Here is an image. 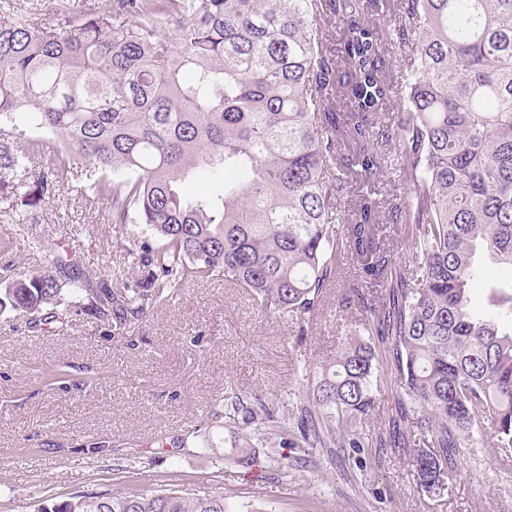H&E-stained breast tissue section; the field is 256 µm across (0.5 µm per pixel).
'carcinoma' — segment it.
<instances>
[{
  "instance_id": "obj_1",
  "label": "carcinoma",
  "mask_w": 512,
  "mask_h": 512,
  "mask_svg": "<svg viewBox=\"0 0 512 512\" xmlns=\"http://www.w3.org/2000/svg\"><path fill=\"white\" fill-rule=\"evenodd\" d=\"M343 31L328 46L323 21ZM394 17V29L372 17ZM407 63L392 71L393 47ZM401 105L395 125L381 112ZM35 131L26 150L14 140ZM49 165L27 166L46 140ZM398 143L404 196L385 211L383 144ZM0 216L37 224L68 175L108 206L115 228L163 241L143 255L152 287H94L67 253L0 288V313L35 325L66 318L76 294L123 331L188 281L219 277L261 309L303 326L336 280L360 310L336 361L280 414L224 392L211 417L249 434L224 455L257 463L282 447L366 448L413 459L417 484L445 489L462 448L493 440L512 462V0H109L78 21L43 22L0 0ZM206 173L217 195H184ZM364 189L350 200L349 177ZM399 217L411 260L381 237ZM509 272L494 313L476 315V250ZM387 368L397 390L378 405ZM375 415L371 433L361 427ZM34 512H236L221 495L78 492Z\"/></svg>"
}]
</instances>
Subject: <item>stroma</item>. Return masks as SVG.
I'll return each instance as SVG.
<instances>
[{"instance_id":"35a3bbf8","label":"stroma","mask_w":512,"mask_h":512,"mask_svg":"<svg viewBox=\"0 0 512 512\" xmlns=\"http://www.w3.org/2000/svg\"><path fill=\"white\" fill-rule=\"evenodd\" d=\"M82 185L70 176L40 223L20 230L0 219V242L10 244L0 251V276L25 278L49 251L65 249L93 282L146 287L133 255L158 240L142 224L113 229ZM337 266L303 331L220 278L184 283L122 335L83 302L50 331L0 315V512H31L35 502L58 504L80 491L165 488L276 512H512V468L488 444L463 450L436 493L417 487L411 459L391 454L363 469L338 448L313 449L285 467L225 460L239 430L210 415L225 389L289 404L354 329L357 310L341 306L354 268L345 257Z\"/></svg>"}]
</instances>
